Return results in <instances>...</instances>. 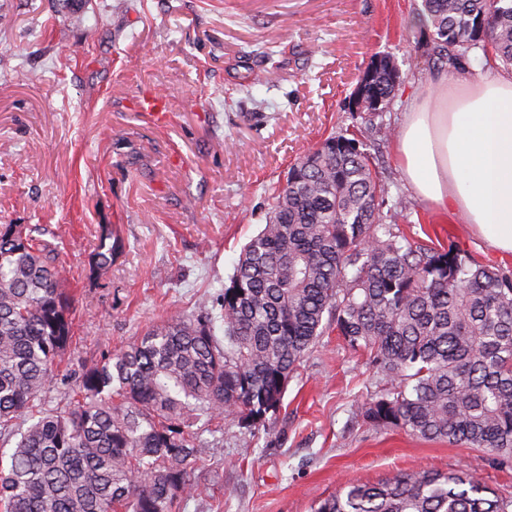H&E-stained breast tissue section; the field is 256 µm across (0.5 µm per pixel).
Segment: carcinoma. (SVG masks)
Returning <instances> with one entry per match:
<instances>
[{
    "label": "carcinoma",
    "instance_id": "cac0c4a2",
    "mask_svg": "<svg viewBox=\"0 0 512 512\" xmlns=\"http://www.w3.org/2000/svg\"><path fill=\"white\" fill-rule=\"evenodd\" d=\"M448 66H512V0H422ZM389 56L365 85L390 102ZM366 144L331 134L292 164L219 299L152 326L86 370L69 412L39 407L71 341L70 300L50 243L0 225V504L4 512H175L207 483L193 425L223 414L260 430L330 328L398 384L357 407L374 428L475 448L512 463V274L420 244L380 222L385 194ZM103 236L93 272L112 266ZM222 329L224 340L217 338ZM31 423L16 430V418ZM314 512H512L468 470L350 484Z\"/></svg>",
    "mask_w": 512,
    "mask_h": 512
}]
</instances>
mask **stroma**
<instances>
[{
    "label": "stroma",
    "mask_w": 512,
    "mask_h": 512,
    "mask_svg": "<svg viewBox=\"0 0 512 512\" xmlns=\"http://www.w3.org/2000/svg\"><path fill=\"white\" fill-rule=\"evenodd\" d=\"M421 0H0V225L39 227L58 248L73 337L44 409L153 324L198 314L265 224L270 189L320 139L356 135L387 188L383 223L512 272V255L406 187L393 142L413 98L503 72L431 59ZM394 59L401 84L373 122L352 109L360 76ZM159 95L156 124L138 99ZM121 248L93 273L104 232ZM366 353L329 330L289 378L259 433L200 421L209 485L176 512H312L350 483L475 468L512 494V466L377 429L356 415L386 388Z\"/></svg>",
    "instance_id": "1"
}]
</instances>
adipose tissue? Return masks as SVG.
Listing matches in <instances>:
<instances>
[{"instance_id": "ef3b65f1", "label": "adipose tissue", "mask_w": 512, "mask_h": 512, "mask_svg": "<svg viewBox=\"0 0 512 512\" xmlns=\"http://www.w3.org/2000/svg\"><path fill=\"white\" fill-rule=\"evenodd\" d=\"M395 155L415 197L512 254V73L408 105Z\"/></svg>"}]
</instances>
